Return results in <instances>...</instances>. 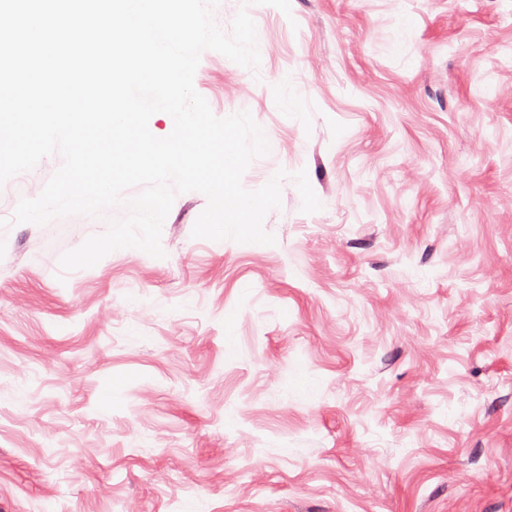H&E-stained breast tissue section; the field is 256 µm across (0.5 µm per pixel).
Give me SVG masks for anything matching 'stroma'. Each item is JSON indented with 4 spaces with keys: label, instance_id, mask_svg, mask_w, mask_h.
<instances>
[{
    "label": "stroma",
    "instance_id": "obj_1",
    "mask_svg": "<svg viewBox=\"0 0 512 512\" xmlns=\"http://www.w3.org/2000/svg\"><path fill=\"white\" fill-rule=\"evenodd\" d=\"M290 5L194 76L269 141L244 187L289 174L275 244L193 238L199 192L162 259L61 271L122 207L0 228V512H512V0Z\"/></svg>",
    "mask_w": 512,
    "mask_h": 512
}]
</instances>
